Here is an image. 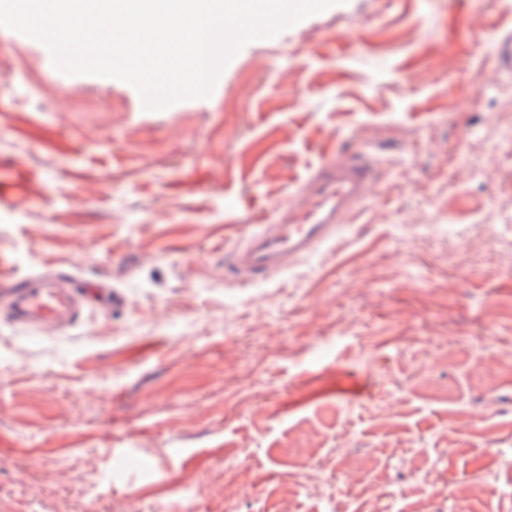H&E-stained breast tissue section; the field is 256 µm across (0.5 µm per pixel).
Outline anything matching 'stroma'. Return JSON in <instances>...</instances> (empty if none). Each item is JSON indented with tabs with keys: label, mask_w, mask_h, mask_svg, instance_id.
<instances>
[{
	"label": "stroma",
	"mask_w": 512,
	"mask_h": 512,
	"mask_svg": "<svg viewBox=\"0 0 512 512\" xmlns=\"http://www.w3.org/2000/svg\"><path fill=\"white\" fill-rule=\"evenodd\" d=\"M509 33L512 0H341L151 111L0 27V276L123 295L51 336L0 308V512H512ZM362 150L333 247L225 281Z\"/></svg>",
	"instance_id": "35a3bbf8"
}]
</instances>
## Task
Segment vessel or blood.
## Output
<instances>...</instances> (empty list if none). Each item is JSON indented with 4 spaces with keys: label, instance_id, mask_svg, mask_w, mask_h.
I'll return each mask as SVG.
<instances>
[{
    "label": "vessel or blood",
    "instance_id": "obj_1",
    "mask_svg": "<svg viewBox=\"0 0 512 512\" xmlns=\"http://www.w3.org/2000/svg\"><path fill=\"white\" fill-rule=\"evenodd\" d=\"M375 188L372 167L363 156L326 157L314 177L294 192L277 218L258 224L234 246L224 277L251 284L296 264L333 244L345 230L357 203ZM14 320L32 332L65 331L84 307L85 297L71 278L47 270L35 277L0 284Z\"/></svg>",
    "mask_w": 512,
    "mask_h": 512
}]
</instances>
